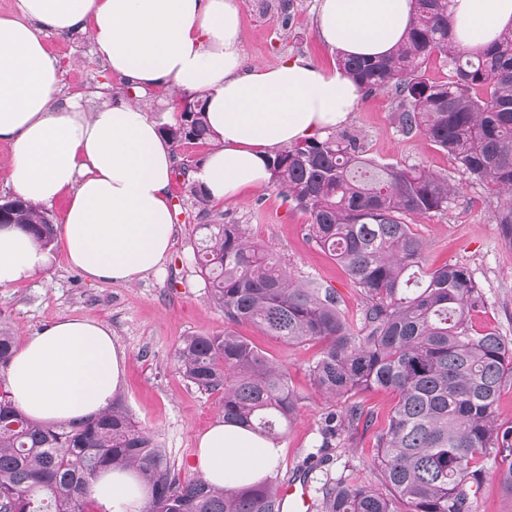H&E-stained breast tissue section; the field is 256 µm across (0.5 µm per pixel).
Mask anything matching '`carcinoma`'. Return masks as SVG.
<instances>
[{
  "mask_svg": "<svg viewBox=\"0 0 512 512\" xmlns=\"http://www.w3.org/2000/svg\"><path fill=\"white\" fill-rule=\"evenodd\" d=\"M449 32L448 0H415L406 38L390 54L340 55L337 65L364 93H392L399 132L428 137L466 180L496 198L495 221L511 248L512 28L472 54ZM433 55L446 62L448 80L424 77L422 65ZM182 104L179 120L162 127L169 141L203 146L216 139L204 100L186 96ZM268 169L285 198L309 214L310 240L364 295L359 319L345 316L336 289L294 279L242 225L201 224L197 263L224 311V335L185 337L174 353L177 370L198 388L221 393L224 424L274 441L287 432L298 398L287 369L238 336L235 325L250 323L292 344L322 342L310 375L333 401L370 388L396 392L377 452L388 492L327 472L311 489V512H397V500L408 512H470L490 457L512 494V426L495 417L500 390L512 380V342L473 329L470 311L483 299L470 271L457 263L425 270L424 244L409 224L448 210L458 184L424 168L379 164L347 133L283 147ZM0 220L44 246L54 241L49 214L20 198ZM15 351V338L0 325L1 369ZM362 421L369 414L355 401L328 412L320 447H332ZM110 470L130 471L147 488L143 512H284L269 478L235 489L181 482L165 449L118 397L86 421L44 424L0 391V512H93L86 489Z\"/></svg>",
  "mask_w": 512,
  "mask_h": 512,
  "instance_id": "1",
  "label": "carcinoma"
}]
</instances>
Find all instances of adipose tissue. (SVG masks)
<instances>
[{"label":"adipose tissue","mask_w":512,"mask_h":512,"mask_svg":"<svg viewBox=\"0 0 512 512\" xmlns=\"http://www.w3.org/2000/svg\"><path fill=\"white\" fill-rule=\"evenodd\" d=\"M20 18H0V141L13 151L11 183L38 206L73 196L59 235L69 263L94 281L129 282L157 269L172 246L169 142L137 100L93 108L57 104L60 78L42 35L85 32L97 57L138 97L167 86L201 94L220 146L197 173L215 200L269 178L274 148L324 137L348 122L360 98L341 69L296 59L244 69L235 0H19ZM451 36L476 52L512 26V0H450ZM412 0H320L318 31L347 56L390 53L405 37ZM51 262L28 233L0 229V288ZM125 355L92 318H63L26 337L6 371L15 403L41 422H71L107 408ZM281 448L216 423L198 441L194 467L217 487L258 480ZM87 494L105 512H142L146 489L123 471Z\"/></svg>","instance_id":"1"}]
</instances>
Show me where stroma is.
Segmentation results:
<instances>
[{
    "label": "stroma",
    "mask_w": 512,
    "mask_h": 512,
    "mask_svg": "<svg viewBox=\"0 0 512 512\" xmlns=\"http://www.w3.org/2000/svg\"><path fill=\"white\" fill-rule=\"evenodd\" d=\"M236 3L246 65L273 68L300 58L324 73L335 69L336 53L316 27L318 0H286L283 10L264 8L262 0ZM43 41L59 66L60 99L75 97L89 108L119 98L121 79L109 74L86 36L50 33ZM395 113L392 95L379 92L360 100L342 130L357 135L365 157L378 163L416 165L449 182L462 183V192L447 211L412 217L411 229L424 243L428 268L458 263L470 269L483 294L482 304L470 312L474 329L494 331L511 340L512 249L499 239L495 198L482 185L463 183L454 158L425 135L403 136ZM168 193L173 244L159 269L133 282H94L67 262L62 247H54L45 271L0 288V323L19 341L62 318L91 317L109 327L126 354L118 397L136 424L165 448L180 479L191 481L198 477L193 463L198 439L218 421L221 395L198 389L183 378L173 354L184 337L223 334L224 314L211 300L195 262L199 206L185 193L179 173H172ZM209 206L225 223L244 225L250 241L280 257L295 277L336 288L346 316L356 319L363 306L360 292L336 260L308 239V214L284 199L273 183L244 188L236 197L213 200ZM235 331L285 366L299 398L296 418L280 441L282 457L273 471L282 485L298 476L317 443L320 420L328 407L309 374L322 345L289 344L247 323ZM354 398L371 411L374 423L351 432L344 447L335 450L332 468L350 470L356 482L379 489L383 482L374 456L397 398L383 389L362 390Z\"/></svg>",
    "instance_id": "stroma-1"
}]
</instances>
